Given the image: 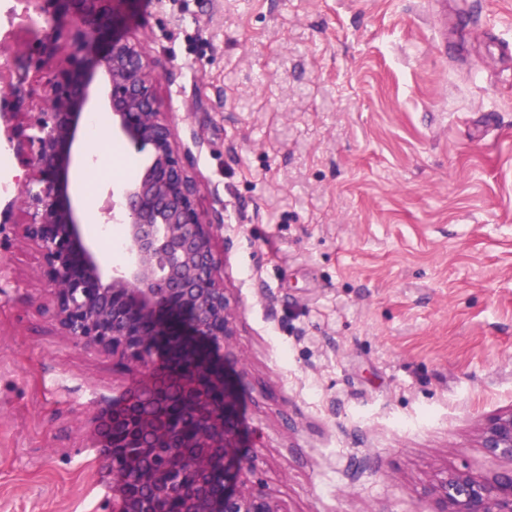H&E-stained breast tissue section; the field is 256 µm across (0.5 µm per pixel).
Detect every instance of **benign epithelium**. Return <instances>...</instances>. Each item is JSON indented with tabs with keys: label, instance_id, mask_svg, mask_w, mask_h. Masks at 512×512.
<instances>
[{
	"label": "benign epithelium",
	"instance_id": "obj_1",
	"mask_svg": "<svg viewBox=\"0 0 512 512\" xmlns=\"http://www.w3.org/2000/svg\"><path fill=\"white\" fill-rule=\"evenodd\" d=\"M54 25L22 58L39 76L59 54L45 106L9 135L28 171L18 209L22 236L41 257L51 313L63 336L143 375L96 420L92 447L115 475L112 512H281L250 486L253 465L240 454L235 307L224 288V256L214 247L222 224L196 205L169 114L159 109L154 62L141 42L111 32L126 0H47ZM75 13L79 26L63 30ZM109 87L112 133L151 148L143 173L110 192L103 214L123 226L126 259L109 271L84 238L68 191L81 148L80 124L95 75ZM35 87L14 88L8 110L33 108ZM178 409L186 432L171 424ZM481 447L512 460V410L487 419ZM224 490L211 491L216 464ZM425 512H512V469L491 478L446 475Z\"/></svg>",
	"mask_w": 512,
	"mask_h": 512
}]
</instances>
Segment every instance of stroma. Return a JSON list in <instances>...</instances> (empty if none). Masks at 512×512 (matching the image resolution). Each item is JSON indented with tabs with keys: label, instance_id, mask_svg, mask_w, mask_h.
Segmentation results:
<instances>
[{
	"label": "stroma",
	"instance_id": "1",
	"mask_svg": "<svg viewBox=\"0 0 512 512\" xmlns=\"http://www.w3.org/2000/svg\"><path fill=\"white\" fill-rule=\"evenodd\" d=\"M223 230L251 485L424 512L512 410V0H126ZM0 173V512H112L96 418L140 380L74 346Z\"/></svg>",
	"mask_w": 512,
	"mask_h": 512
}]
</instances>
